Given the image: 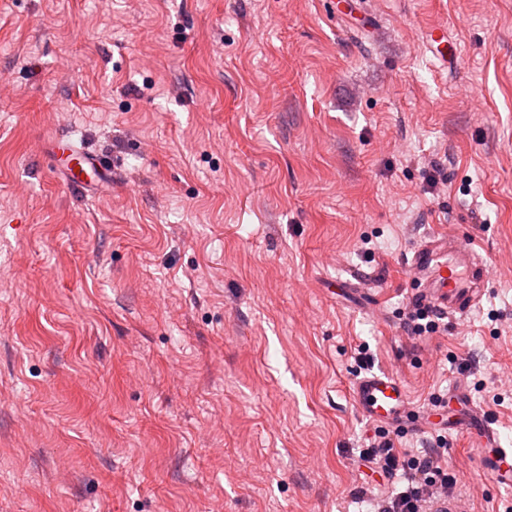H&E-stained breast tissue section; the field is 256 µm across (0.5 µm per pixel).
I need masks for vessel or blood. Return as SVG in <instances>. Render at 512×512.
<instances>
[{
	"mask_svg": "<svg viewBox=\"0 0 512 512\" xmlns=\"http://www.w3.org/2000/svg\"><path fill=\"white\" fill-rule=\"evenodd\" d=\"M428 42L433 49V68H442L447 62L445 30L433 28ZM52 146L66 151L75 168L67 177L71 188L87 190L88 184L80 174L100 165L99 156L74 149L70 140L63 137L54 140ZM409 272L418 282L413 300L451 316L466 314L478 303L486 280L484 259L467 239L460 237L431 236L423 240L413 250ZM352 395L361 415L377 424L400 425L411 412L405 385L385 370L371 371L355 379ZM449 396L456 401L462 415L445 421V428L480 448L479 470L499 486L511 488L512 448L503 446L498 430L465 389L452 388Z\"/></svg>",
	"mask_w": 512,
	"mask_h": 512,
	"instance_id": "1",
	"label": "vessel or blood"
}]
</instances>
